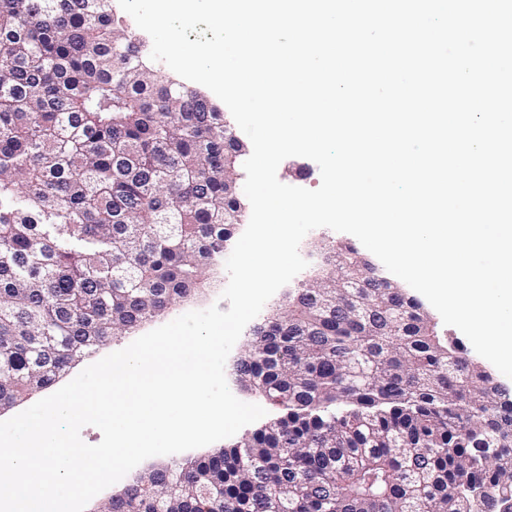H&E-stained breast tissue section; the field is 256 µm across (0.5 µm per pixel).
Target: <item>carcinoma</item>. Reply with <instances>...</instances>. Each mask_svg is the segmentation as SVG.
Listing matches in <instances>:
<instances>
[{
  "label": "carcinoma",
  "mask_w": 512,
  "mask_h": 512,
  "mask_svg": "<svg viewBox=\"0 0 512 512\" xmlns=\"http://www.w3.org/2000/svg\"><path fill=\"white\" fill-rule=\"evenodd\" d=\"M134 41L112 0H0V410L200 288L244 217L247 144ZM332 248V271L265 312L236 364L283 414L102 512L512 504V404L419 300ZM487 429L503 447L484 459Z\"/></svg>",
  "instance_id": "carcinoma-1"
}]
</instances>
